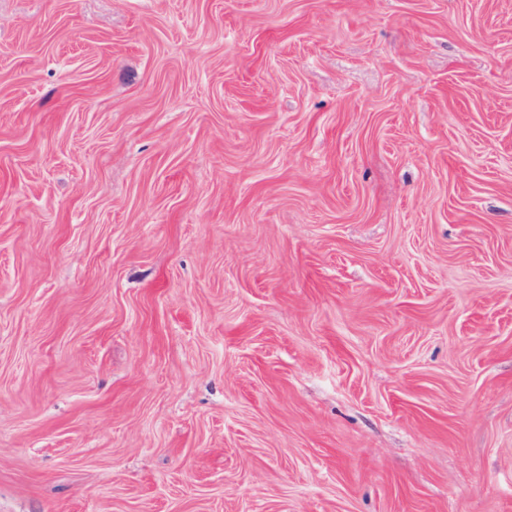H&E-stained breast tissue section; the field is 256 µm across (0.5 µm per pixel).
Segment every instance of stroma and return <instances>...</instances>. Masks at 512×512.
<instances>
[{
	"label": "stroma",
	"instance_id": "stroma-1",
	"mask_svg": "<svg viewBox=\"0 0 512 512\" xmlns=\"http://www.w3.org/2000/svg\"><path fill=\"white\" fill-rule=\"evenodd\" d=\"M0 512H512V0H0Z\"/></svg>",
	"mask_w": 512,
	"mask_h": 512
}]
</instances>
